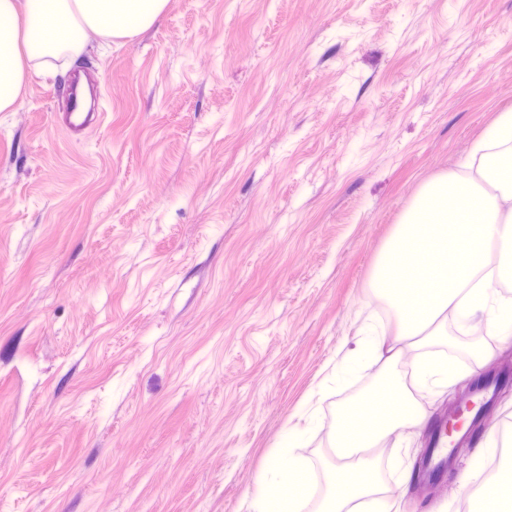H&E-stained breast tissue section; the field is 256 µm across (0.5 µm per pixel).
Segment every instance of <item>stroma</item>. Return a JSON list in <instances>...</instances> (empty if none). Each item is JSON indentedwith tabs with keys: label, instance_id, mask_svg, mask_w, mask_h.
Instances as JSON below:
<instances>
[{
	"label": "stroma",
	"instance_id": "obj_1",
	"mask_svg": "<svg viewBox=\"0 0 512 512\" xmlns=\"http://www.w3.org/2000/svg\"><path fill=\"white\" fill-rule=\"evenodd\" d=\"M77 70L103 119L76 142ZM509 107L512 0H169L34 76L0 112V512H253L276 457L283 489L325 495L340 397L369 386L334 374L398 330L377 256ZM439 352L469 369L408 379L435 418L512 370L477 314L400 369ZM490 430L512 431V386L442 493L410 477L427 429L365 467L391 512H499Z\"/></svg>",
	"mask_w": 512,
	"mask_h": 512
}]
</instances>
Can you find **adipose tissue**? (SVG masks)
I'll use <instances>...</instances> for the list:
<instances>
[{
	"instance_id": "1",
	"label": "adipose tissue",
	"mask_w": 512,
	"mask_h": 512,
	"mask_svg": "<svg viewBox=\"0 0 512 512\" xmlns=\"http://www.w3.org/2000/svg\"><path fill=\"white\" fill-rule=\"evenodd\" d=\"M169 0H0V112L13 111L39 66L59 57L77 59L88 33L130 37L151 25ZM496 254H487L488 240ZM373 286L388 298L400 322L397 339L381 335L362 344L340 375L378 362L383 390H399L392 369L406 346L448 333L461 312L484 317L487 335L512 345V109L499 112L470 145L455 170L434 176L402 213L375 268ZM357 414L336 416V453L350 471L337 472L329 497L315 512H352L355 499H372L389 512L372 477L359 467L384 432L423 427L428 413L412 403L393 412L385 430L356 431Z\"/></svg>"
}]
</instances>
